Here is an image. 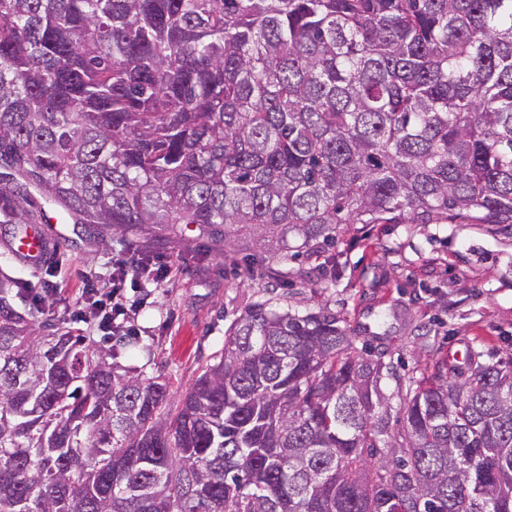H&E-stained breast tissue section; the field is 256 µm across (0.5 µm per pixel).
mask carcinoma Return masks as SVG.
<instances>
[{
  "label": "carcinoma",
  "instance_id": "carcinoma-1",
  "mask_svg": "<svg viewBox=\"0 0 512 512\" xmlns=\"http://www.w3.org/2000/svg\"><path fill=\"white\" fill-rule=\"evenodd\" d=\"M47 206L228 258L512 226V0H0V224L22 240ZM16 288L0 512H512V358L405 379L269 298L175 401Z\"/></svg>",
  "mask_w": 512,
  "mask_h": 512
}]
</instances>
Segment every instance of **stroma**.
<instances>
[{
  "label": "stroma",
  "mask_w": 512,
  "mask_h": 512,
  "mask_svg": "<svg viewBox=\"0 0 512 512\" xmlns=\"http://www.w3.org/2000/svg\"><path fill=\"white\" fill-rule=\"evenodd\" d=\"M47 230L58 243L61 289L39 312L33 299L43 296L46 273L12 252L11 227L0 224V270L26 287L16 306L59 326L85 301L88 285L110 290L117 257L169 266L157 284L127 279L126 295L136 302L133 334L110 344L122 367L165 376L180 389L223 348L231 321L271 293L301 308L336 312L408 376L442 358L464 360L472 347L502 361L512 351V228L500 224H359L339 235L329 256L288 260L287 286L271 293L266 287L277 261H231L192 233L179 245L147 249L135 238L81 224L53 220ZM301 267L307 279L297 278ZM420 340L428 354L419 359Z\"/></svg>",
  "instance_id": "1"
}]
</instances>
